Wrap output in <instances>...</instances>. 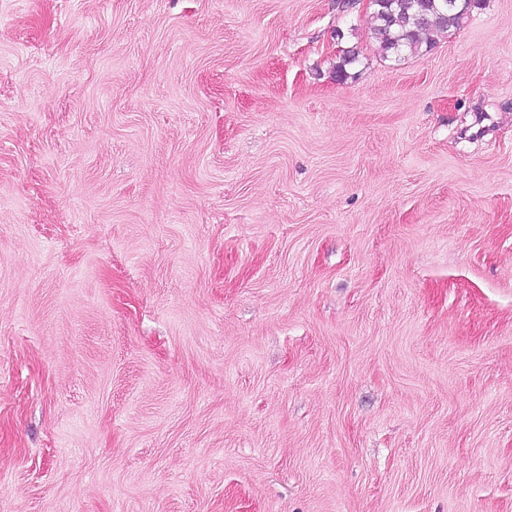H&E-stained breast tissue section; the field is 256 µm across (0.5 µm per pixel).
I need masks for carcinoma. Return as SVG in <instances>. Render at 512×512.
<instances>
[{
  "label": "carcinoma",
  "mask_w": 512,
  "mask_h": 512,
  "mask_svg": "<svg viewBox=\"0 0 512 512\" xmlns=\"http://www.w3.org/2000/svg\"><path fill=\"white\" fill-rule=\"evenodd\" d=\"M467 12L448 9V0H381L374 6V35L384 54L399 58L458 28Z\"/></svg>",
  "instance_id": "cac0c4a2"
}]
</instances>
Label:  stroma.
I'll list each match as a JSON object with an SVG mask.
<instances>
[{
  "label": "stroma",
  "instance_id": "1",
  "mask_svg": "<svg viewBox=\"0 0 512 512\" xmlns=\"http://www.w3.org/2000/svg\"><path fill=\"white\" fill-rule=\"evenodd\" d=\"M344 3L0 0V512H512V0ZM366 1L376 4L374 35L381 50L395 58L406 52H419L423 43L430 45L435 36L458 28L471 6L467 0ZM459 2L466 3V7L454 10Z\"/></svg>",
  "mask_w": 512,
  "mask_h": 512
}]
</instances>
